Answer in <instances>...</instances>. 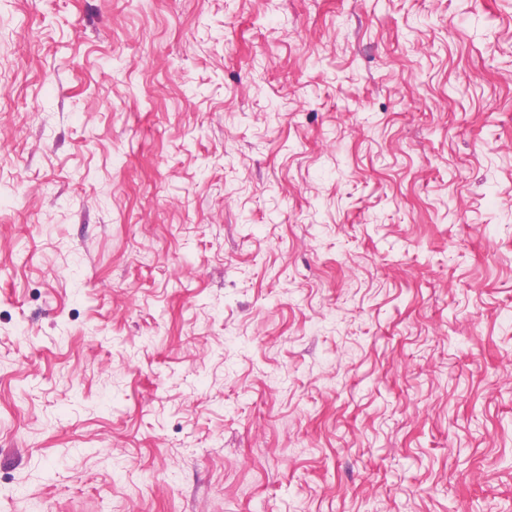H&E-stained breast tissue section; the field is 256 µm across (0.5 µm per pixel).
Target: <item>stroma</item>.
I'll use <instances>...</instances> for the list:
<instances>
[{
    "instance_id": "1",
    "label": "stroma",
    "mask_w": 512,
    "mask_h": 512,
    "mask_svg": "<svg viewBox=\"0 0 512 512\" xmlns=\"http://www.w3.org/2000/svg\"><path fill=\"white\" fill-rule=\"evenodd\" d=\"M0 512H512V0H0Z\"/></svg>"
}]
</instances>
